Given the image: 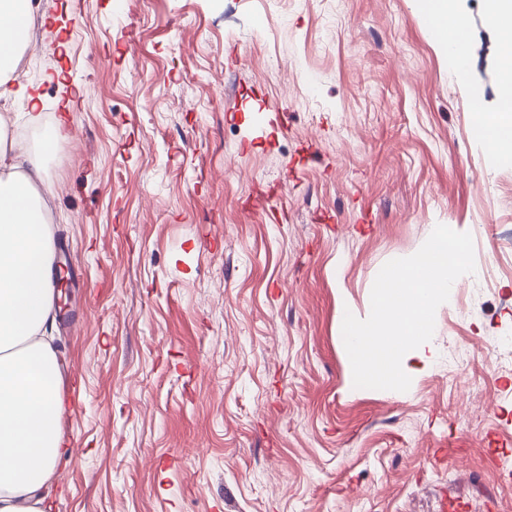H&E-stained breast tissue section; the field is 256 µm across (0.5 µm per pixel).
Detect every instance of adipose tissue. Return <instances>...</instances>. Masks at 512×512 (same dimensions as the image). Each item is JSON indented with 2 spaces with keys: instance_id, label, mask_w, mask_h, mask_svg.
Returning a JSON list of instances; mask_svg holds the SVG:
<instances>
[{
  "instance_id": "adipose-tissue-1",
  "label": "adipose tissue",
  "mask_w": 512,
  "mask_h": 512,
  "mask_svg": "<svg viewBox=\"0 0 512 512\" xmlns=\"http://www.w3.org/2000/svg\"><path fill=\"white\" fill-rule=\"evenodd\" d=\"M35 19L32 0H0V99L26 101L38 125L39 99L20 79ZM491 22L505 47L503 106L482 122L490 147L512 159V0H496ZM11 121L0 113V512H46L42 490L67 456L56 433L63 375L41 337L53 298L45 156L59 128H46L41 149H23L7 137Z\"/></svg>"
}]
</instances>
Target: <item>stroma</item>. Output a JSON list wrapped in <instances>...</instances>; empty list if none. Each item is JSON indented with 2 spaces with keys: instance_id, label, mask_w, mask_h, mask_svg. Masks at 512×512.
<instances>
[{
  "instance_id": "obj_1",
  "label": "stroma",
  "mask_w": 512,
  "mask_h": 512,
  "mask_svg": "<svg viewBox=\"0 0 512 512\" xmlns=\"http://www.w3.org/2000/svg\"><path fill=\"white\" fill-rule=\"evenodd\" d=\"M458 79L420 0H34L51 345L76 390L49 512H512V160L489 0ZM477 269L408 391L341 326L435 224ZM484 347L463 356L460 342Z\"/></svg>"
}]
</instances>
